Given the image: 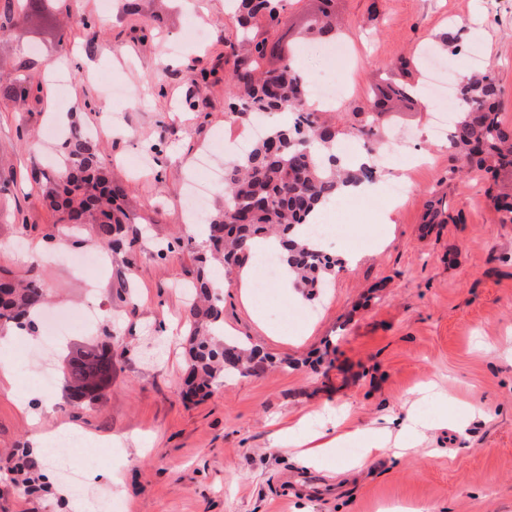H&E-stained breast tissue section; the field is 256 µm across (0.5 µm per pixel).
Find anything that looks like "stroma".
I'll return each instance as SVG.
<instances>
[{
  "label": "stroma",
  "mask_w": 512,
  "mask_h": 512,
  "mask_svg": "<svg viewBox=\"0 0 512 512\" xmlns=\"http://www.w3.org/2000/svg\"><path fill=\"white\" fill-rule=\"evenodd\" d=\"M59 0L56 18L28 26L22 41L0 44L13 77L29 80L25 102L0 100V274L34 278L50 311L88 302L99 309L93 332L72 330L68 346L112 335V382L97 400H71L60 373L62 353L43 349L42 333L0 338V360L12 370L0 384V461L33 444L35 433L65 430L118 446L96 451L92 470L112 481L92 490H117L124 512H388L411 505L421 512H512V223L488 200L486 183L457 173L447 141L433 134L434 112L418 103L384 116L386 150L399 164L378 167L376 192L404 181L395 205L352 212L348 238L356 253L338 263L327 288L306 299L295 288L268 285L260 302L256 279L239 288L227 277L224 334L258 346L273 360L264 370L218 381L199 403L181 397L190 328L187 286L205 254L202 226L188 227L183 191L196 157L222 140L235 122L227 110L233 59L227 40L235 20L226 0H199L196 12L181 0L159 9L141 0ZM315 0H296L274 34L291 44L297 63L318 68L304 54L300 31ZM351 60L343 69L348 91L336 117L352 121L367 107L372 86L390 79L397 57L419 53L445 33L462 31L458 47L440 52L456 74L481 60L503 93L502 116L512 123V0H336ZM87 17L99 38L68 23ZM71 73L58 90L51 70ZM119 78L131 95L112 97ZM64 126L94 129L103 166L127 193L137 232L135 258L108 255L109 272L96 294L91 273L58 259L71 242L97 247L90 227L61 240L57 215L44 202L37 172H51L60 152L49 116ZM443 199L459 222L424 229L430 203ZM390 222H383V215ZM54 375L47 407L22 403ZM446 399L423 406L432 428L419 449L375 452L357 473L340 472L345 456L333 450L322 466H302L279 435L307 422L328 433L329 414L348 409L372 426L403 420L427 383ZM480 406L482 420L465 432L442 429L455 401ZM62 464L39 460L47 491L23 493L0 470V512H90L91 502L66 486Z\"/></svg>",
  "instance_id": "35a3bbf8"
}]
</instances>
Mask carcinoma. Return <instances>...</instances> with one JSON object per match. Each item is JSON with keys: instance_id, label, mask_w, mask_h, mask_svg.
Returning a JSON list of instances; mask_svg holds the SVG:
<instances>
[{"instance_id": "obj_1", "label": "carcinoma", "mask_w": 512, "mask_h": 512, "mask_svg": "<svg viewBox=\"0 0 512 512\" xmlns=\"http://www.w3.org/2000/svg\"><path fill=\"white\" fill-rule=\"evenodd\" d=\"M23 18L15 17L11 3L0 13V41L19 39L23 22L49 12L50 0H26ZM278 0H235L239 27L231 74V115L287 112L288 124L273 126L251 148L224 165V206L207 224V247L219 256L227 273L247 263L255 242L278 240L288 267L300 288L314 292L336 268V261L313 246L304 226L317 216L320 206L338 196L341 185L373 181L376 169L366 163L351 170L338 156L345 131L311 110L308 72L293 55L280 57L277 67L262 69L273 23L279 21ZM317 11L303 31L315 41L332 42L341 29L336 20V0H317ZM31 86L24 81L0 80V98L21 100ZM502 92L489 72L460 79L456 118L448 129V145L469 175L498 178L512 173V125L501 117ZM410 100L400 82L373 95V109L360 113L357 137L373 146L380 140L381 117ZM61 171L45 178V199L59 213V221L72 228L91 227L110 250L134 255L135 239L125 236L131 223L124 207L125 189L113 183L100 165L90 136L72 128L60 146ZM452 216L442 200L432 203L425 223L446 224ZM199 301L189 310L193 330L187 337L188 355L182 393L186 398L208 395L217 379L248 374L265 368L267 356L255 347L220 336L223 306L213 294L212 280L198 274L193 283ZM46 304L45 289L35 280L14 282L0 278V331L23 323L34 328L31 315ZM63 376L70 395L93 398L112 382L110 337L69 352Z\"/></svg>"}]
</instances>
